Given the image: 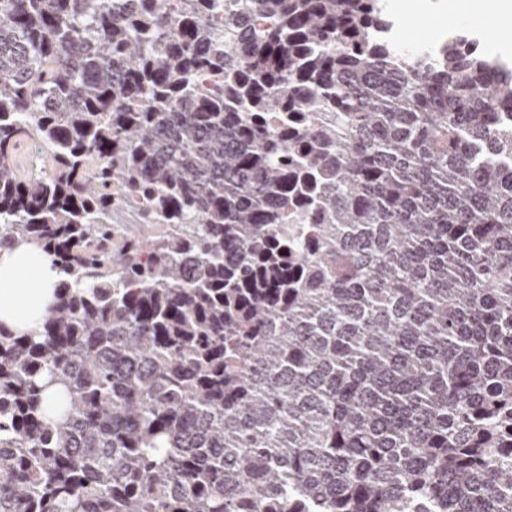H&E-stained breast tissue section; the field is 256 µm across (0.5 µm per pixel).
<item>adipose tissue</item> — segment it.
<instances>
[{
    "label": "adipose tissue",
    "instance_id": "obj_1",
    "mask_svg": "<svg viewBox=\"0 0 512 512\" xmlns=\"http://www.w3.org/2000/svg\"><path fill=\"white\" fill-rule=\"evenodd\" d=\"M58 282V273L40 250L29 246L1 250L0 324L18 335L36 329Z\"/></svg>",
    "mask_w": 512,
    "mask_h": 512
}]
</instances>
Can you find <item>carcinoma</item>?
Returning a JSON list of instances; mask_svg holds the SVG:
<instances>
[{"label":"carcinoma","instance_id":"obj_1","mask_svg":"<svg viewBox=\"0 0 512 512\" xmlns=\"http://www.w3.org/2000/svg\"><path fill=\"white\" fill-rule=\"evenodd\" d=\"M389 23L0 0V512H512V71ZM58 282V273L39 249L1 250L0 322L17 335L36 329L53 301Z\"/></svg>","mask_w":512,"mask_h":512}]
</instances>
